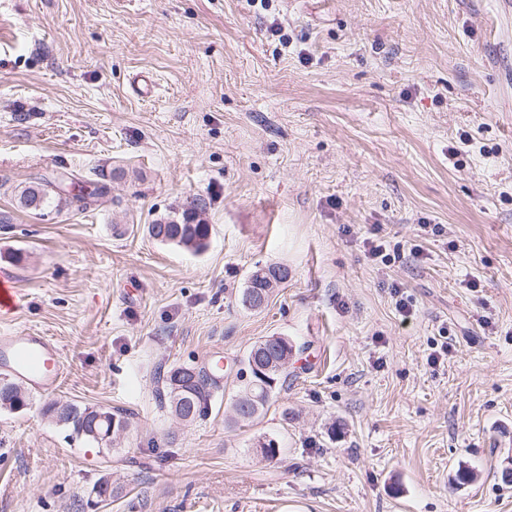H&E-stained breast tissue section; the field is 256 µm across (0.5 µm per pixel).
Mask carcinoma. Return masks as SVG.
<instances>
[{
  "mask_svg": "<svg viewBox=\"0 0 512 512\" xmlns=\"http://www.w3.org/2000/svg\"><path fill=\"white\" fill-rule=\"evenodd\" d=\"M78 181L67 172L48 177L41 175L20 193L27 208H41L55 201L59 204L81 203L82 208L102 202L107 187L98 186L88 193H71ZM195 208L184 211L179 219L164 224H149L147 232L155 240L173 244L194 253L208 246L211 228L195 219ZM288 270L279 267L259 268L252 272L241 295L242 306L257 311L264 307L275 285L287 279ZM295 350L287 336H266L258 340L242 360L240 374L245 376L234 410L240 419H249L268 404L276 384L282 377L288 359ZM224 375L205 363H188L170 368L162 375L163 398L171 413L192 423L209 413L215 393ZM30 403L29 394L13 380L0 386V410L19 412ZM45 415L58 425L71 430V437L84 443L109 448L129 427L128 418L119 411L101 407H80L72 403L54 402L45 408Z\"/></svg>",
  "mask_w": 512,
  "mask_h": 512,
  "instance_id": "carcinoma-1",
  "label": "carcinoma"
}]
</instances>
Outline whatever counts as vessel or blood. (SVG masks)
Listing matches in <instances>:
<instances>
[{
	"mask_svg": "<svg viewBox=\"0 0 512 512\" xmlns=\"http://www.w3.org/2000/svg\"><path fill=\"white\" fill-rule=\"evenodd\" d=\"M0 368L37 389L56 388L63 372L57 345L50 338L32 332L0 336Z\"/></svg>",
	"mask_w": 512,
	"mask_h": 512,
	"instance_id": "1",
	"label": "vessel or blood"
}]
</instances>
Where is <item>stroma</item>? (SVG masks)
<instances>
[{
  "mask_svg": "<svg viewBox=\"0 0 512 512\" xmlns=\"http://www.w3.org/2000/svg\"><path fill=\"white\" fill-rule=\"evenodd\" d=\"M54 171L106 201L21 206ZM196 199L205 252L147 235ZM267 266L287 280L245 309ZM0 269V336L64 362L0 411V512H512V21L500 0H0ZM272 334L288 381L234 421ZM215 354L211 411L176 421L160 373ZM59 400L130 427L72 440ZM288 270L281 267L259 268L252 272L241 295L242 306L248 310L264 307L275 285L287 279ZM256 296V297H255Z\"/></svg>",
  "mask_w": 512,
  "mask_h": 512,
  "instance_id": "obj_1",
  "label": "stroma"
}]
</instances>
